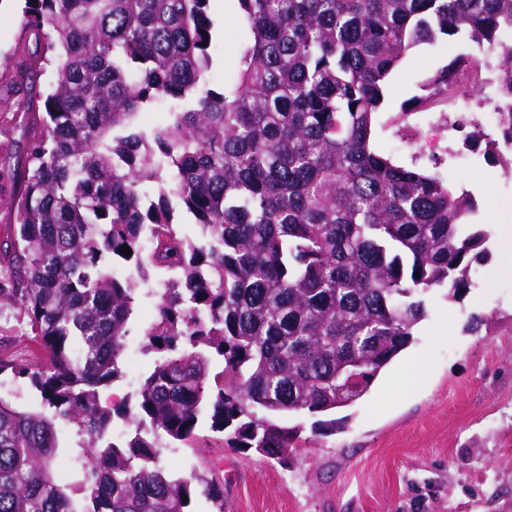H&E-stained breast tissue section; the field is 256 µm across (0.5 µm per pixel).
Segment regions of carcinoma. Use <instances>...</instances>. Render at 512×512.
Returning a JSON list of instances; mask_svg holds the SVG:
<instances>
[{
    "mask_svg": "<svg viewBox=\"0 0 512 512\" xmlns=\"http://www.w3.org/2000/svg\"><path fill=\"white\" fill-rule=\"evenodd\" d=\"M235 2L246 43L216 91L209 0H26V80L50 65L55 79L8 201L18 229L0 295L47 357L32 371L0 359L41 398L34 411L0 395V512H186L200 478L172 477L161 449L189 441L203 412L231 447L287 458L295 430L277 418L336 426L325 415L409 345L424 296L457 299L489 257L474 198L395 164L373 130L407 53L464 35L479 53L425 88L451 96L460 65L498 58L486 103L499 138L469 137L512 169V0ZM162 101L169 120L138 127ZM153 279L154 367L115 413L99 389L123 378L135 295ZM60 423L80 437L79 498L55 475Z\"/></svg>",
    "mask_w": 512,
    "mask_h": 512,
    "instance_id": "obj_1",
    "label": "carcinoma"
}]
</instances>
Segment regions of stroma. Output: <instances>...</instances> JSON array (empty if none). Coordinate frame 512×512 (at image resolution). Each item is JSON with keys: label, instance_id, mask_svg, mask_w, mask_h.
<instances>
[{"label": "stroma", "instance_id": "1", "mask_svg": "<svg viewBox=\"0 0 512 512\" xmlns=\"http://www.w3.org/2000/svg\"><path fill=\"white\" fill-rule=\"evenodd\" d=\"M235 0L213 14L211 85L221 88L245 40ZM21 0H0V198H10L16 174L27 168L26 113L14 92L30 64L24 47ZM475 47L439 38L414 47L388 78L375 142L394 163L439 173L456 190L489 187L495 208L477 207L474 224L512 225V172L482 148L455 136L436 151H414L395 119L427 135L435 101L406 111L425 80ZM491 262L474 267L472 285L457 300L435 290L412 342L376 378L369 393L336 414V428L319 431L312 417L283 418L300 436L287 462L231 448L225 434L201 416L191 446L164 450L162 464L180 476L202 474L224 491L226 512H512V276L490 278ZM20 305L0 299V358L36 368L44 351ZM425 378L403 381L416 364Z\"/></svg>", "mask_w": 512, "mask_h": 512}]
</instances>
